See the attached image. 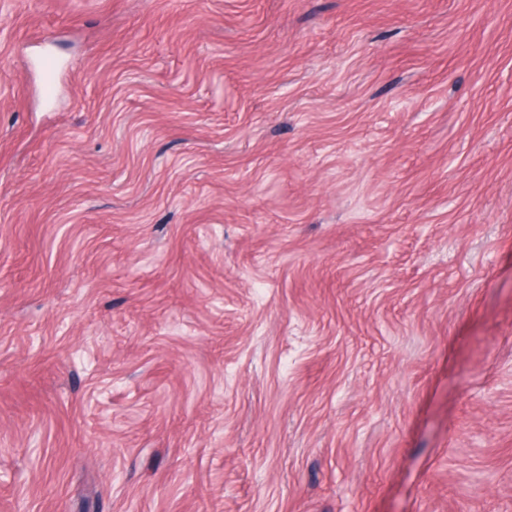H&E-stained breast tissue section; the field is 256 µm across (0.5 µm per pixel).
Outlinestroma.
<instances>
[{
	"label": "stroma",
	"instance_id": "1",
	"mask_svg": "<svg viewBox=\"0 0 512 512\" xmlns=\"http://www.w3.org/2000/svg\"><path fill=\"white\" fill-rule=\"evenodd\" d=\"M0 512H512V0H0Z\"/></svg>",
	"mask_w": 512,
	"mask_h": 512
}]
</instances>
